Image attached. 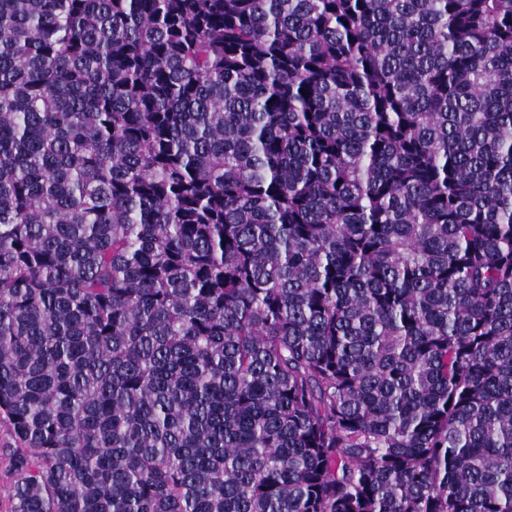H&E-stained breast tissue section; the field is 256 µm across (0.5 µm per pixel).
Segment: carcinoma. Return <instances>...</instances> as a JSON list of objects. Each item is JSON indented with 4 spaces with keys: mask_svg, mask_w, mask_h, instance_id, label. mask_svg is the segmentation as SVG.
Here are the masks:
<instances>
[{
    "mask_svg": "<svg viewBox=\"0 0 512 512\" xmlns=\"http://www.w3.org/2000/svg\"><path fill=\"white\" fill-rule=\"evenodd\" d=\"M14 512H512V0H0Z\"/></svg>",
    "mask_w": 512,
    "mask_h": 512,
    "instance_id": "carcinoma-1",
    "label": "carcinoma"
}]
</instances>
